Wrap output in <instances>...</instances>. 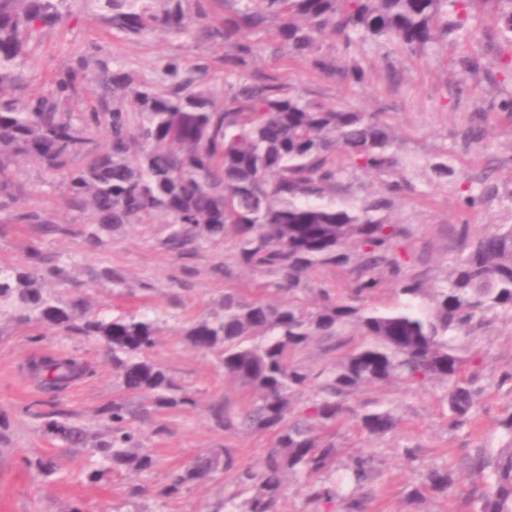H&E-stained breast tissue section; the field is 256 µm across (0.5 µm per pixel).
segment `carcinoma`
<instances>
[{"instance_id": "carcinoma-1", "label": "carcinoma", "mask_w": 512, "mask_h": 512, "mask_svg": "<svg viewBox=\"0 0 512 512\" xmlns=\"http://www.w3.org/2000/svg\"><path fill=\"white\" fill-rule=\"evenodd\" d=\"M209 0H0V192L7 191L10 167L23 159L37 163L67 186L69 200L87 207L92 221L86 239L106 243L124 224H142L156 215L174 230L170 249L184 252L231 233L240 266L279 279L288 299L272 303L240 289L224 293L222 312L184 324L180 334L190 347L215 354L224 374L247 388L239 410L224 404L210 410L226 433L268 435L270 448L259 462L244 467L231 448L224 455L196 457L171 471L161 489L180 494L221 468L234 474L248 493L224 499V512H278L288 479L305 480L311 512L339 502L341 512H367L366 488L377 471L372 455L347 466L351 490L342 493L327 479L336 464V426L348 412L347 400L360 387L402 380L446 386L448 428L471 424L483 387L477 356L464 359L456 341L499 318L512 320V224H498L479 236L471 251L453 263L448 276L431 289L434 306L418 299L421 283L409 278L397 257L400 228L384 215L391 207L376 195L356 210L314 203L334 192L345 168L390 175L400 165L397 139L381 112H355L306 99L274 75L255 79L245 73L255 52L244 35L264 34L276 53L290 62H307L318 72L361 85L367 74L358 57L341 65L318 53L331 39L349 46L357 40L384 39L412 55L456 40L471 10L491 5L490 17L512 46V0H242L244 7L211 16ZM106 10L102 19L127 38L162 32L185 35L201 25L224 42V65L241 75L223 91L204 80L206 67L164 68L161 86L140 85L108 57H81L46 95H20L24 79L18 59L45 27L66 23L91 4ZM95 105L79 122L59 110L85 81ZM91 126L103 127L105 140L88 149ZM89 158L80 167L73 158ZM354 265L349 294L315 288L311 306L299 296L318 267ZM385 267L406 297L394 310L363 305ZM64 270L47 266L37 245L22 268L0 269V306L13 309L23 323L46 322L64 333L102 340L112 366L129 394L148 393L156 407L196 404L194 396L148 359L156 343L155 322L137 315L106 320L85 312L80 301L58 305L40 291L48 276ZM354 324L366 341L329 366L311 370L299 359L311 345L335 352L350 343L345 325ZM36 370L45 391L58 393L86 375L75 358L46 357ZM308 399H303L306 391ZM112 421V439L103 452L112 470L152 468L153 457L133 451L129 421L136 411L123 400L102 409ZM361 432L382 437L397 426L388 410L365 406L354 412ZM509 440L494 452L478 448L469 458L468 476L491 477L477 496L479 512H512V413L502 419ZM49 428L78 445L83 432L56 422ZM461 479L448 465L430 468L407 496L423 500L444 495Z\"/></svg>"}]
</instances>
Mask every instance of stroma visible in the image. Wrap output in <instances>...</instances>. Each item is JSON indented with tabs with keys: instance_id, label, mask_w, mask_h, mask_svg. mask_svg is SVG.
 <instances>
[{
	"instance_id": "stroma-1",
	"label": "stroma",
	"mask_w": 512,
	"mask_h": 512,
	"mask_svg": "<svg viewBox=\"0 0 512 512\" xmlns=\"http://www.w3.org/2000/svg\"><path fill=\"white\" fill-rule=\"evenodd\" d=\"M494 24L487 10L472 12L458 40L437 53L418 58L379 41L351 47L324 41L321 51L344 59L359 57L367 72L364 84L349 86L325 76L303 62L276 58L266 36H257L258 50L249 71L276 75L306 98L339 109L380 112L401 144L400 175L409 178L414 192L396 198L390 223L405 234L398 256L407 276L424 288L439 284L452 262L466 254L490 225L512 224V119L491 111L490 104L512 95V70L501 73ZM111 58L114 66L136 82L159 84L168 61L180 60L209 67L212 83L236 84L238 73L224 65L227 52L202 28L189 35L155 33L131 40L114 33L99 20L77 14L63 26L44 28L31 43L21 65L25 92L38 95L69 66L93 50ZM478 53L486 72L465 73L461 60ZM486 113L483 137L463 144L461 133L474 113ZM446 155L455 168L446 181L432 180L428 160ZM331 202L339 207L359 206L366 197L385 193L389 177L363 171L350 173ZM484 182L490 192L483 206L464 213L460 197L468 183ZM10 192L27 210L39 215L36 224L18 222L13 211H0V267L20 266L30 245H38L49 264L65 269L66 276L46 279L42 292L59 302L83 300L91 315L112 318L135 314L157 321V343L149 358L191 391L195 406L155 409L148 394L125 395L104 343L95 338L68 336L48 324H17L12 309L0 310V512H220L224 494L232 490V474L214 472L181 494L160 493L167 475L186 461L229 445L241 465H255L269 448L267 435L224 433L210 417L221 401L238 408L247 398L239 383L225 376L211 353L186 345L179 329L189 321L220 311L228 288L262 289L267 300L281 298L267 275L235 267L231 239L202 243L178 255L166 247L171 227L164 218L149 224H130L112 232L105 246L90 247L82 234L91 214L70 203L60 179L44 168L22 163L14 167ZM109 268L120 283H99L92 271ZM462 355H477L484 393L475 423L449 430L441 404L443 388L437 383L407 385L400 381L361 388L349 397L357 409L374 403L392 410L396 430L374 440L361 434L353 418L336 429L337 462L376 454L379 471L372 484L369 512H478L474 479L452 486L447 496L423 503L407 499L410 485L428 468L448 464L465 471L474 448L496 449L507 436L500 420L512 409V386L503 384L512 373V320L502 319L471 336L459 339ZM66 354L84 361L90 375L64 391L46 393L34 370L45 356ZM126 397L142 409L136 421L135 447L150 453L151 470L110 471L98 450L110 436L102 407ZM57 420L85 430L83 445L70 447L54 434L47 421ZM418 455L407 463L405 447ZM50 459L46 474L38 462Z\"/></svg>"
}]
</instances>
